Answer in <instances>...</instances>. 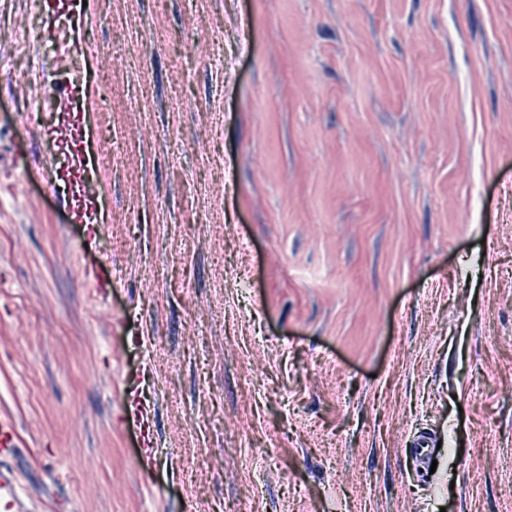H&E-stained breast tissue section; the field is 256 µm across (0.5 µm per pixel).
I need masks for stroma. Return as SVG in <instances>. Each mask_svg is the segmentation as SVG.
Here are the masks:
<instances>
[{
	"instance_id": "1",
	"label": "stroma",
	"mask_w": 512,
	"mask_h": 512,
	"mask_svg": "<svg viewBox=\"0 0 512 512\" xmlns=\"http://www.w3.org/2000/svg\"><path fill=\"white\" fill-rule=\"evenodd\" d=\"M77 13L0 0L20 512H512V0ZM76 75L93 238L45 179ZM153 408L149 405L146 406L140 402L135 405L128 412V418L140 429L141 441L143 448L153 447V431H152V412Z\"/></svg>"
}]
</instances>
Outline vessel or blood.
I'll list each match as a JSON object with an SVG mask.
<instances>
[{
  "label": "vessel or blood",
  "instance_id": "1",
  "mask_svg": "<svg viewBox=\"0 0 512 512\" xmlns=\"http://www.w3.org/2000/svg\"><path fill=\"white\" fill-rule=\"evenodd\" d=\"M58 95L68 114L66 124L59 131L67 146V164L59 175L74 189L69 204L72 218L75 222L90 224L94 221L95 200L84 190L88 167L84 132L86 89L83 83H72L59 90ZM152 412V407L138 403L128 413L130 421L139 428L142 445L146 448L153 445Z\"/></svg>",
  "mask_w": 512,
  "mask_h": 512
}]
</instances>
